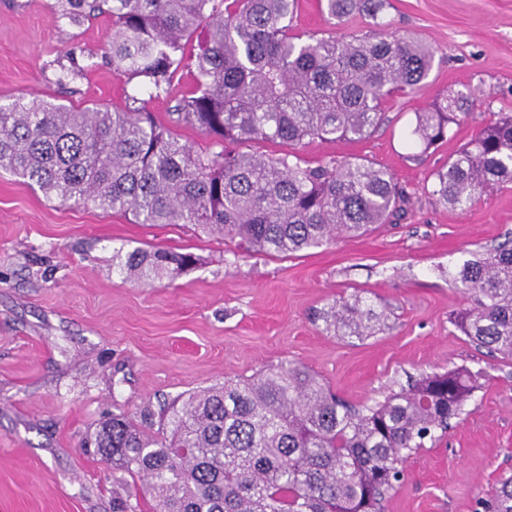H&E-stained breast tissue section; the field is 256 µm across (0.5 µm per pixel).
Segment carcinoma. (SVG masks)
<instances>
[{"mask_svg": "<svg viewBox=\"0 0 512 512\" xmlns=\"http://www.w3.org/2000/svg\"><path fill=\"white\" fill-rule=\"evenodd\" d=\"M297 0H54L57 19L112 20L105 57L133 84L132 105L74 109L39 98L0 104V169L49 198L137 224H190L245 252L292 256L390 224L410 196L394 174L359 157L308 161L297 147L360 141L387 104L429 76L431 43L384 31L389 0H321L330 20L369 19L357 35L300 33ZM198 38L196 52L186 53ZM194 75L174 122L220 146L173 137L140 96L164 98L183 70ZM474 102L450 91L415 113L409 131L422 152L448 140ZM265 142L277 154L241 151ZM512 184V114L482 128L448 156L424 192L465 208ZM127 280L174 279L195 266L190 252L120 247ZM466 296L453 323L472 343L512 362V239L472 253L448 272ZM325 331L364 340L387 315L353 294L321 309ZM484 373L459 366L422 373L371 406L350 403L304 366L268 367L247 380L193 392L149 434L112 415L96 448L112 470L146 479L151 512H384L412 455L436 446L481 387ZM482 512H512V476Z\"/></svg>", "mask_w": 512, "mask_h": 512, "instance_id": "obj_1", "label": "carcinoma"}]
</instances>
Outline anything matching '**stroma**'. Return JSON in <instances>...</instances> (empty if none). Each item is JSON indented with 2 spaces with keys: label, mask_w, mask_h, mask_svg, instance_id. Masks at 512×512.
Returning a JSON list of instances; mask_svg holds the SVG:
<instances>
[{
  "label": "stroma",
  "mask_w": 512,
  "mask_h": 512,
  "mask_svg": "<svg viewBox=\"0 0 512 512\" xmlns=\"http://www.w3.org/2000/svg\"><path fill=\"white\" fill-rule=\"evenodd\" d=\"M51 2L0 0V103L27 94L125 107L132 86L103 58L109 19L71 26ZM384 19L434 46L428 78L391 101L366 140L300 149L311 161L360 156L396 175L411 195L405 212L368 235L290 257L248 253L189 225L137 224L46 199L0 170V512H112L116 495L148 512L144 480L90 447L101 422L155 416L182 394L282 363L309 368L359 405L423 372H486L442 441L407 462L385 512H477L499 477L512 475V364L452 324L467 300L448 284L469 251L512 234V185L464 210L422 191L481 127L512 113V0H391ZM365 24H330L318 0H298L293 19L319 35ZM74 63L83 74L59 85L61 67ZM192 82L183 72L174 97L145 107L174 137L205 147L208 138L170 117ZM463 85L477 91L469 115L447 142L414 155L403 134L415 112ZM151 244L193 253L197 264L150 285L113 266L116 248ZM355 293L386 310L388 330L363 341L324 333L315 310Z\"/></svg>",
  "instance_id": "1"
}]
</instances>
